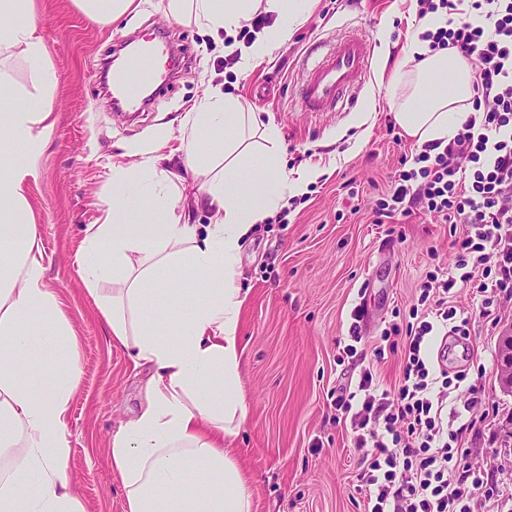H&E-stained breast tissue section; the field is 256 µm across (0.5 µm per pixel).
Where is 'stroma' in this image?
Returning a JSON list of instances; mask_svg holds the SVG:
<instances>
[{
    "label": "stroma",
    "instance_id": "1",
    "mask_svg": "<svg viewBox=\"0 0 512 512\" xmlns=\"http://www.w3.org/2000/svg\"><path fill=\"white\" fill-rule=\"evenodd\" d=\"M35 4L60 81L52 137L27 198L46 284L77 336L82 379L70 404V469L85 512H125L126 490L108 448L144 396L143 374L113 344L96 306L97 296L111 295V280L92 293L79 274L87 228L101 222L112 198L113 161L160 130L177 137L187 110L215 87L279 128L289 169L325 168L306 194L289 199L287 225H259L242 251L240 384L247 419L233 446L250 480L252 512H362L357 458L335 405L356 366L340 347L351 312L363 308L361 346L372 350L389 323L408 322L428 271L451 270L456 262L442 218L416 209L389 226L375 215L402 156L416 148L388 102L390 74L414 33L415 0H311L308 19L247 70L225 64L223 39L192 22L167 21V0H136L109 24L88 20L76 0ZM384 27L388 43L374 47L355 111H303L296 87L313 62L309 48L352 31L375 37ZM138 31L171 32L187 69L129 122L106 104L101 67L115 44ZM359 111L371 115L361 126L354 123ZM453 303L475 328L467 340L449 343L447 370H467L487 411L465 439L468 461L493 473L497 512H512V394L497 380L498 339L512 327V295H501L492 320L481 316L468 288L457 287Z\"/></svg>",
    "mask_w": 512,
    "mask_h": 512
}]
</instances>
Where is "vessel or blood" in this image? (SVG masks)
<instances>
[{
	"mask_svg": "<svg viewBox=\"0 0 512 512\" xmlns=\"http://www.w3.org/2000/svg\"><path fill=\"white\" fill-rule=\"evenodd\" d=\"M122 48L126 65L112 75L110 103L120 112L142 111L150 102L143 96L139 71L154 75L155 88H162L174 79L173 68H161L160 58L173 48L163 36L126 40ZM373 44L363 34L346 35L332 44L326 54L311 69L299 89L305 111L339 112L356 106L358 93L370 73Z\"/></svg>",
	"mask_w": 512,
	"mask_h": 512,
	"instance_id": "vessel-or-blood-1",
	"label": "vessel or blood"
}]
</instances>
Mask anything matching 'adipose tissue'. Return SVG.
Listing matches in <instances>:
<instances>
[{
	"instance_id": "1",
	"label": "adipose tissue",
	"mask_w": 512,
	"mask_h": 512,
	"mask_svg": "<svg viewBox=\"0 0 512 512\" xmlns=\"http://www.w3.org/2000/svg\"><path fill=\"white\" fill-rule=\"evenodd\" d=\"M308 0H168L176 22L233 33L259 11L275 21L242 57L272 54L304 19ZM34 0H0V512H84L69 468L68 410L81 370L76 336L44 280V254L27 188L38 180L59 75L37 33ZM438 12L420 33L445 26ZM412 38L391 78L394 119L424 144L449 141L470 115L474 70L456 49L430 53ZM35 84L14 80L11 63ZM178 162L167 136L138 147L135 167L112 168V202L85 240L83 279L109 278L98 303L112 341L147 369L144 403L114 434L113 472L126 512H252V494L226 441L246 423L240 390V256L255 225L323 174L287 171L282 138L242 103L214 89L185 115ZM208 213L194 223L197 211ZM192 306L176 312L178 293ZM35 358L34 372L17 363Z\"/></svg>"
}]
</instances>
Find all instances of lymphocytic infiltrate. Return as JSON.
<instances>
[{
    "label": "lymphocytic infiltrate",
    "mask_w": 512,
    "mask_h": 512,
    "mask_svg": "<svg viewBox=\"0 0 512 512\" xmlns=\"http://www.w3.org/2000/svg\"><path fill=\"white\" fill-rule=\"evenodd\" d=\"M418 17L459 15L453 27L422 33L430 52L457 49L474 69L473 112L449 142L418 146L410 169L397 173L376 215L391 219L422 209L458 226L457 272H431L413 322L391 325L374 361L354 387L340 388L336 408L348 418L363 512H475L491 508L485 470L466 466L463 446L474 420L445 421L446 389L466 371L436 381L428 350L437 336L467 337L470 321L450 305L456 285L469 288L491 316L496 296L512 293V0H416ZM401 354L397 386L382 387L376 365ZM443 393H436V386Z\"/></svg>",
    "instance_id": "lymphocytic-infiltrate-1"
}]
</instances>
